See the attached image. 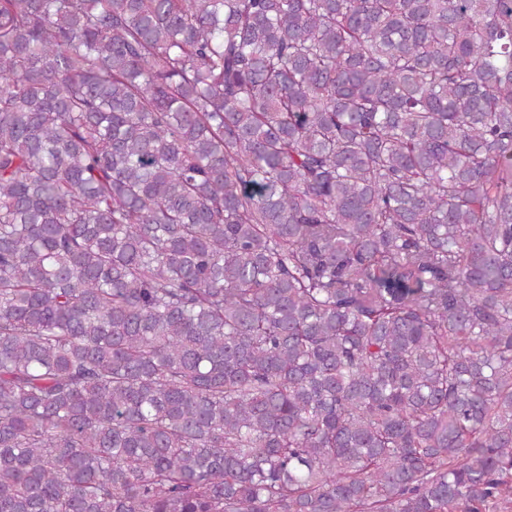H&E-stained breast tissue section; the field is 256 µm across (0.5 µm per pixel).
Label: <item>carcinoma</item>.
Listing matches in <instances>:
<instances>
[{
	"label": "carcinoma",
	"mask_w": 512,
	"mask_h": 512,
	"mask_svg": "<svg viewBox=\"0 0 512 512\" xmlns=\"http://www.w3.org/2000/svg\"><path fill=\"white\" fill-rule=\"evenodd\" d=\"M512 500V0H0V512Z\"/></svg>",
	"instance_id": "cac0c4a2"
}]
</instances>
